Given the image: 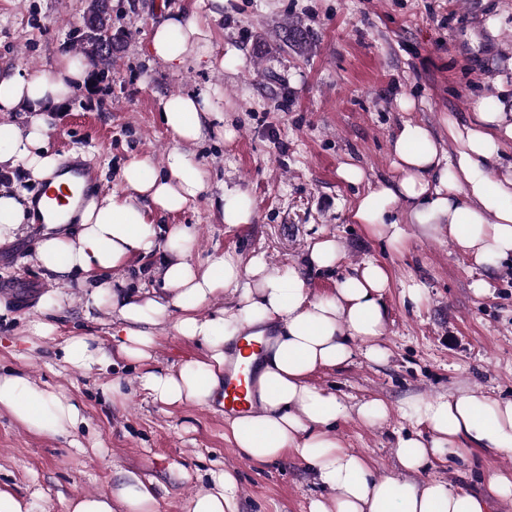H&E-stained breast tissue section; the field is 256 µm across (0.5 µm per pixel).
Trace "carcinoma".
Masks as SVG:
<instances>
[{"mask_svg":"<svg viewBox=\"0 0 512 512\" xmlns=\"http://www.w3.org/2000/svg\"><path fill=\"white\" fill-rule=\"evenodd\" d=\"M113 31L112 49L103 48L99 34ZM74 43L88 64L99 73H106L112 68V56L122 49L127 33L112 30L111 0H90L81 26L74 28ZM284 41L291 47L305 48L307 32L297 25H290L285 30Z\"/></svg>","mask_w":512,"mask_h":512,"instance_id":"cac0c4a2","label":"carcinoma"}]
</instances>
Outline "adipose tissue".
Instances as JSON below:
<instances>
[{"label":"adipose tissue","mask_w":512,"mask_h":512,"mask_svg":"<svg viewBox=\"0 0 512 512\" xmlns=\"http://www.w3.org/2000/svg\"><path fill=\"white\" fill-rule=\"evenodd\" d=\"M210 20L202 13L167 17L152 30L151 54L171 68L203 61L234 70L235 49L220 57L212 53ZM85 81V66L68 55L37 74L0 69V112L24 108L31 113L22 127L0 122V165L38 181L51 176L66 181L49 147V113ZM222 103L208 88L161 99L160 120L173 139L162 167L150 157L132 156L121 171V190L72 200L62 216L27 192H0V241L14 240L26 225L43 222L35 265L60 282L78 277L91 288L89 305L109 303L122 324L116 353L97 345L94 337L75 334L63 347L64 363L85 369L110 363L116 355L144 362L156 345V327L169 321L179 336L202 343L205 357L146 370L140 386L166 406L206 405L222 391L226 356L237 337L248 329L267 331L271 337L255 375L258 410L231 421L228 439L240 457L257 464L290 454L304 461L323 490L311 499L308 512H487L488 498L512 499V480L503 476L491 479L481 496L433 478L415 482L373 475L361 454L336 439L333 430L343 417L354 414L374 424L388 415L382 400L352 407L310 383L316 371L347 362L355 343L366 344L367 357H379L377 343L386 330L382 297L389 282L384 266L363 263L337 281L333 294L313 298L300 271L273 268L264 255H253L245 264L229 253L198 263L192 257L191 227L173 224L158 234L157 216L181 212L208 190L185 147L204 138ZM448 137L457 145L452 155L429 127L403 122L391 145L392 181L358 194L350 220L398 247L404 230L390 215L400 206L425 234L448 237L475 264L497 266L512 257V162L502 161L512 152V111L501 97L478 98L470 125L449 124ZM72 221L77 224L73 232L68 229ZM158 251L165 254L161 289H117L114 271L132 257ZM227 295L231 303L215 307V300ZM1 409L30 431L52 437L83 420L71 398L19 373L0 374ZM410 410L420 430L401 437L395 448L405 471L421 472L465 442L512 450V401L469 391L419 400ZM209 480L208 488L192 496L189 512H238L235 474L215 470ZM156 505L152 485L134 478L113 496H78L68 510L115 512L120 506L125 512H156Z\"/></svg>","instance_id":"obj_1"}]
</instances>
